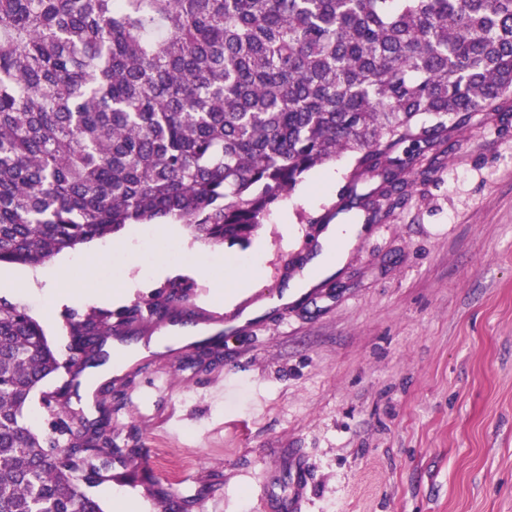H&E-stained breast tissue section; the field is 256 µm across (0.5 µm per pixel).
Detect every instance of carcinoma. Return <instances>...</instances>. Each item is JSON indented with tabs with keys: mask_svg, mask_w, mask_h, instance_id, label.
Returning a JSON list of instances; mask_svg holds the SVG:
<instances>
[{
	"mask_svg": "<svg viewBox=\"0 0 512 512\" xmlns=\"http://www.w3.org/2000/svg\"><path fill=\"white\" fill-rule=\"evenodd\" d=\"M512 92V0H0V265L37 267L127 224L178 221L247 244L310 171L354 157L401 188L448 127ZM160 301L67 318L82 366ZM42 325L0 299V512H104L109 410L49 409L63 450L24 422L60 368Z\"/></svg>",
	"mask_w": 512,
	"mask_h": 512,
	"instance_id": "cac0c4a2",
	"label": "carcinoma"
}]
</instances>
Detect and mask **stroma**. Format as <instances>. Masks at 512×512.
Masks as SVG:
<instances>
[{
  "label": "stroma",
  "instance_id": "35a3bbf8",
  "mask_svg": "<svg viewBox=\"0 0 512 512\" xmlns=\"http://www.w3.org/2000/svg\"><path fill=\"white\" fill-rule=\"evenodd\" d=\"M354 165L310 171L273 205L248 247L212 245L181 224H130L96 271L119 285L149 267L196 286L170 319L133 325L126 343L170 325H209L208 309L257 317L198 358L183 345L140 358L112 387V437L130 449L141 492L115 509L116 480L90 487L104 512H281L302 464V512H512V111L478 112L446 149L405 171L315 292L288 314L271 302L314 252L311 220L335 216ZM219 258L226 284L259 286L225 305L185 268ZM66 351L67 309L14 291Z\"/></svg>",
  "mask_w": 512,
  "mask_h": 512
}]
</instances>
